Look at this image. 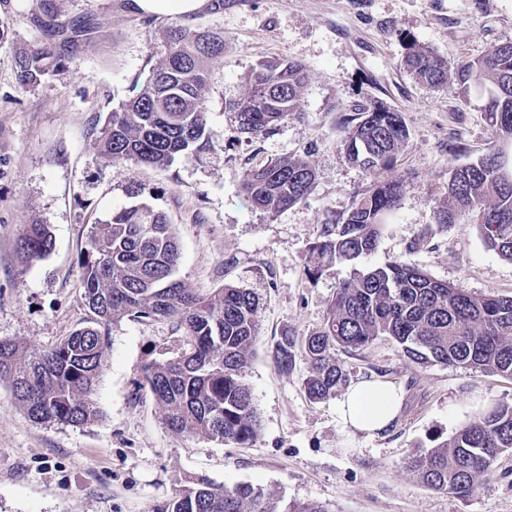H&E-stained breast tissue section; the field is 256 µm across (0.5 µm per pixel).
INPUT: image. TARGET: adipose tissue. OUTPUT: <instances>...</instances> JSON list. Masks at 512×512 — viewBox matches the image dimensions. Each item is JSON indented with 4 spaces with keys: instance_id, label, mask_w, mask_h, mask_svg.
Wrapping results in <instances>:
<instances>
[{
    "instance_id": "adipose-tissue-1",
    "label": "adipose tissue",
    "mask_w": 512,
    "mask_h": 512,
    "mask_svg": "<svg viewBox=\"0 0 512 512\" xmlns=\"http://www.w3.org/2000/svg\"><path fill=\"white\" fill-rule=\"evenodd\" d=\"M402 393L392 383L368 377L349 385L338 403V415L351 432L372 437L382 433L398 416Z\"/></svg>"
}]
</instances>
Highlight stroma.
<instances>
[{"mask_svg": "<svg viewBox=\"0 0 512 512\" xmlns=\"http://www.w3.org/2000/svg\"><path fill=\"white\" fill-rule=\"evenodd\" d=\"M187 18L128 11L126 0H51L62 24L92 20L91 35L58 42L64 72L19 86L17 49L46 42L36 0H0L9 23L0 42V338L50 348L94 315L80 299L79 255L90 225L145 202L164 212L181 245L178 276L199 293L233 284L260 301L259 336L245 370L261 422L256 443L238 447L169 430L149 391H136L142 365L176 349V319L111 324L108 361L92 400L98 415L73 427L31 422L0 384V512H153L198 477L218 485L249 482L286 501L317 500L332 512H512V450L464 497L436 491L408 470L413 454L449 440L497 404L512 405V378L462 365H419L383 337L337 351L350 380L370 376L401 388L391 426L368 437L345 430L337 397L304 390L307 366L282 373L272 349L282 333L318 330L339 284L355 271L399 260L472 295L512 296V262L489 250L479 231L444 225L452 154L488 146L477 101L456 80L417 81L403 59L410 43L449 62L470 60L512 41V0H216ZM222 34L204 108L213 150L176 156L159 170L129 159L103 162L96 137L166 52L172 24ZM307 67L298 117L255 139L238 134L226 104L248 91L263 60ZM379 100L402 113L408 138L390 177L403 192L376 251L311 278L310 247L342 217L371 179L349 162L340 117ZM288 155L316 172L301 204L268 215L241 193L250 170ZM48 225L53 249L27 260L17 249L24 225Z\"/></svg>", "mask_w": 512, "mask_h": 512, "instance_id": "1", "label": "stroma"}]
</instances>
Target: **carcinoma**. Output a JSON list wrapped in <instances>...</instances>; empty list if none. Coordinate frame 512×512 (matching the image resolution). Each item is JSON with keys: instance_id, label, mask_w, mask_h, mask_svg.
<instances>
[{"instance_id": "cac0c4a2", "label": "carcinoma", "mask_w": 512, "mask_h": 512, "mask_svg": "<svg viewBox=\"0 0 512 512\" xmlns=\"http://www.w3.org/2000/svg\"><path fill=\"white\" fill-rule=\"evenodd\" d=\"M224 55V37L183 25L167 29V52L146 81L99 131L98 153L105 161L135 159L164 170L183 153L213 148L204 95L211 60ZM404 65L416 80L441 86L455 75L463 93L476 95L492 132L488 151L465 163L448 179V206L439 223L460 217L479 229L485 246L512 261V42L492 45L476 59L449 64L412 43ZM63 65L51 42L20 50L16 76L32 86ZM306 68L293 61L264 60L246 77L248 92L228 104L240 134L257 138L300 111ZM350 162L372 177L342 221L325 226L310 248L320 263L317 278L335 262L372 254L388 216L400 202L402 183L384 176L405 146L402 114L374 100L340 118ZM316 179L304 159L284 156L246 173L241 191L256 209L270 215L307 198ZM52 237L43 224H27L19 240L24 258H43ZM180 247L174 225L161 211L141 202L123 207L104 224H93L81 253L83 303L95 325L75 330L50 349L0 339V382L8 385L27 417L37 424L82 426L97 416L92 394L108 357L102 328L125 317H175L185 330L172 357L142 368L136 390H148L175 433L247 447L259 421L243 380L258 337V298L247 288L226 285L210 296L177 276ZM398 342L417 364L463 365L512 377V297L475 296L392 261L343 281L330 301L320 329L304 340L285 332L274 344L280 371L296 355L307 365L305 390L312 400L336 395L346 385L336 351L363 350L378 338ZM512 449V405H497L464 424L442 445L409 458L407 467L423 484L459 496L469 494L500 453ZM156 512H331L319 501L288 502L242 482L218 486L206 478L178 490Z\"/></svg>"}]
</instances>
